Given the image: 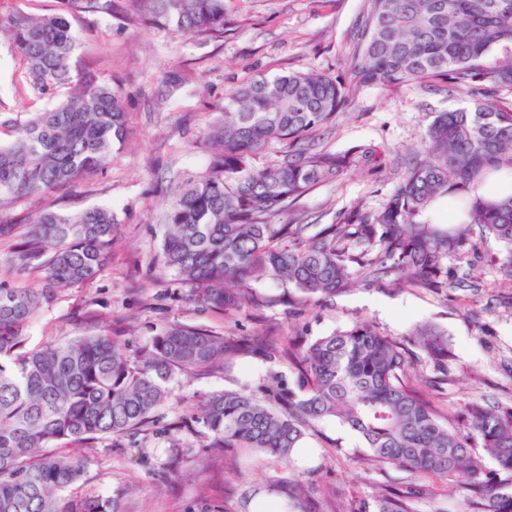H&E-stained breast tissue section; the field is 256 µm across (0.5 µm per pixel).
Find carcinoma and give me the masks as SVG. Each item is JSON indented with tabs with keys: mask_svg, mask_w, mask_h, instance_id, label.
<instances>
[{
	"mask_svg": "<svg viewBox=\"0 0 512 512\" xmlns=\"http://www.w3.org/2000/svg\"><path fill=\"white\" fill-rule=\"evenodd\" d=\"M129 19L175 37L224 35L228 0H128ZM119 0H59L57 12L0 11V36L25 65L28 86L50 96L71 93L54 107L17 122L0 121V238H14L18 277L0 281V512H120L118 499L65 496L83 477L87 459L61 447L146 431L172 396L170 382L260 355L247 336L172 322L151 329L135 351L99 325L64 342L28 347V328L62 293L82 288L112 261L119 222L112 209L69 214L46 210L26 231L1 213L22 199H41L101 171L126 142L128 114L118 88L82 69L77 15L124 14ZM349 75L309 68L258 75L226 90L217 117L199 134L210 150L207 168L182 182H156L170 196L160 217L162 266L188 289L187 299L228 316L258 304L252 283L291 288L288 303L305 306L342 293L353 274L394 275L400 288H458L445 259L474 250V230L492 235L499 280L512 286V194H478L491 175L512 173V0H364L352 35ZM498 52L490 57L492 52ZM479 97L435 116L380 210L343 211L313 234L307 224H277L290 205L353 169L376 171L375 146L331 153L316 136L352 103L357 88L427 81ZM278 146L265 166L256 158ZM466 216L443 227L431 215L447 196ZM415 346L437 367L448 365V333L425 325ZM273 358L299 372L297 385L270 371L238 388L202 396L171 430L201 438L202 453L245 448L286 463L314 424L335 419L363 442L370 461L410 474L456 482L472 494L473 512H512V407L472 405L464 434L448 426L409 380L407 351L362 321L303 344L273 347ZM495 469H487L484 458ZM269 487L288 512H309L301 483ZM421 487L392 486L343 501L339 512H414Z\"/></svg>",
	"mask_w": 512,
	"mask_h": 512,
	"instance_id": "1",
	"label": "carcinoma"
}]
</instances>
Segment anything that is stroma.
<instances>
[{
    "instance_id": "obj_1",
    "label": "stroma",
    "mask_w": 512,
    "mask_h": 512,
    "mask_svg": "<svg viewBox=\"0 0 512 512\" xmlns=\"http://www.w3.org/2000/svg\"><path fill=\"white\" fill-rule=\"evenodd\" d=\"M362 5L363 0H231L228 29L222 37L208 39L176 38L106 15L73 19L81 39L80 63L119 86L131 136L93 178L74 181L46 200L17 202L4 218L20 224L48 209L66 214L107 206L118 218L119 234L110 267L92 284L63 293L45 308L30 329L31 345L78 336L88 311L103 325L120 318L154 327L172 321L202 324L228 336H249L265 347L292 336L313 339L347 330L363 320L401 341L409 340L415 327L433 324L448 332V366L437 370L416 350L411 373L422 379L449 425L463 430L473 402L512 406V288L497 283L489 258L500 246L492 236H484L475 253L446 261L456 277L474 276L470 287L399 288L388 277L369 279L347 293L296 309L280 303L285 287L263 281L255 289L265 297L264 306L224 318L184 299L172 275L161 271L162 228L155 216L167 200L154 189L156 173L178 172L187 178L207 166L208 150L194 147L193 141L230 87L258 74L272 77L310 67L346 74L350 33ZM171 69L189 78L174 92L162 81ZM66 94L61 88L56 97H35L26 85L23 63L0 36L1 118L25 119ZM472 100L470 93L443 85L359 88L351 107L322 131L319 142L334 152L361 144L382 146L387 168L352 171L341 181L317 186L299 201L295 213L306 224H329L357 205L378 210L435 113ZM269 369L296 384L290 365L258 356L242 357L228 371L176 376L173 395L158 409L150 430L83 449L88 465L79 492L109 496L125 489L121 512H253L256 501L271 499L268 480L279 476L309 488L311 512H327L329 490L347 498L365 496L413 480L428 491L415 512H473L466 492L455 486L365 461L359 437L333 420L307 432L309 456L293 466L237 449L236 464L229 467L220 456L200 458L199 440L189 434L181 435V450L172 453L169 429L190 414L197 396L237 387Z\"/></svg>"
}]
</instances>
